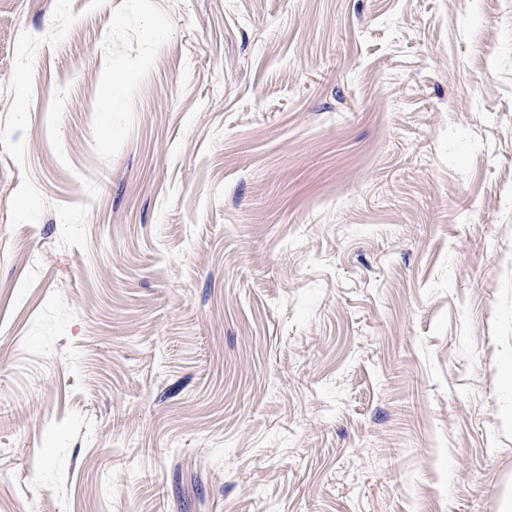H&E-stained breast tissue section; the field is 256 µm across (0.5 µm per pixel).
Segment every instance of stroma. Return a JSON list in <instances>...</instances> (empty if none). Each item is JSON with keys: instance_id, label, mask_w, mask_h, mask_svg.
Returning a JSON list of instances; mask_svg holds the SVG:
<instances>
[{"instance_id": "stroma-1", "label": "stroma", "mask_w": 512, "mask_h": 512, "mask_svg": "<svg viewBox=\"0 0 512 512\" xmlns=\"http://www.w3.org/2000/svg\"><path fill=\"white\" fill-rule=\"evenodd\" d=\"M508 491L512 0H0V512Z\"/></svg>"}]
</instances>
